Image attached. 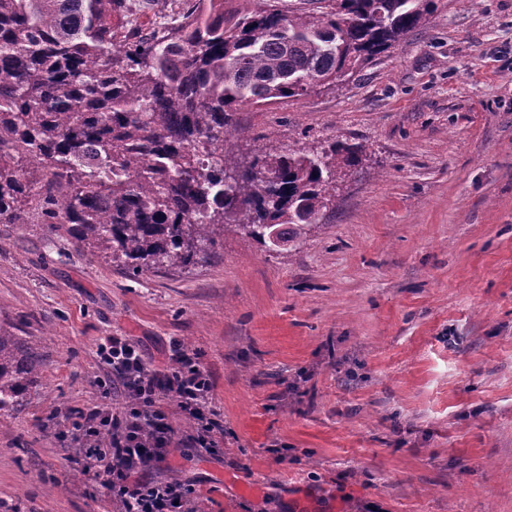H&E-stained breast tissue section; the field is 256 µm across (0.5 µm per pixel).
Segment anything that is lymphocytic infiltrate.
I'll return each mask as SVG.
<instances>
[{
    "label": "lymphocytic infiltrate",
    "instance_id": "1",
    "mask_svg": "<svg viewBox=\"0 0 512 512\" xmlns=\"http://www.w3.org/2000/svg\"><path fill=\"white\" fill-rule=\"evenodd\" d=\"M97 356L109 373L97 382L103 397L121 394L123 407L72 413L69 432L82 442L87 466L106 476L119 512H185L192 488L150 479L146 473L165 461L175 442L168 404H176L193 421L191 442L210 454L223 445L224 429L211 401V374L178 342L171 345L169 362L161 370L147 365L125 336L107 337Z\"/></svg>",
    "mask_w": 512,
    "mask_h": 512
}]
</instances>
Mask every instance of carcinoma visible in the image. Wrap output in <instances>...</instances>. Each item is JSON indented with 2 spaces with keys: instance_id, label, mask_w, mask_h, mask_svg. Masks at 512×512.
<instances>
[{
  "instance_id": "carcinoma-1",
  "label": "carcinoma",
  "mask_w": 512,
  "mask_h": 512,
  "mask_svg": "<svg viewBox=\"0 0 512 512\" xmlns=\"http://www.w3.org/2000/svg\"><path fill=\"white\" fill-rule=\"evenodd\" d=\"M151 0H0V224L38 213L133 275L213 258L225 233L300 237L336 210L362 145L261 152L225 145L234 114L335 83L393 47L436 0H179L147 33L114 16ZM41 360L0 328V411Z\"/></svg>"
}]
</instances>
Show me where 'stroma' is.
Segmentation results:
<instances>
[{"mask_svg":"<svg viewBox=\"0 0 512 512\" xmlns=\"http://www.w3.org/2000/svg\"><path fill=\"white\" fill-rule=\"evenodd\" d=\"M237 121L238 157L365 147L281 251L232 232L133 276L55 225L0 224V328L43 362L0 414V512H111L57 438L66 408H121L96 387L108 336L211 372L224 446L162 471L204 512H512V0H437L354 74Z\"/></svg>","mask_w":512,"mask_h":512,"instance_id":"35a3bbf8","label":"stroma"}]
</instances>
